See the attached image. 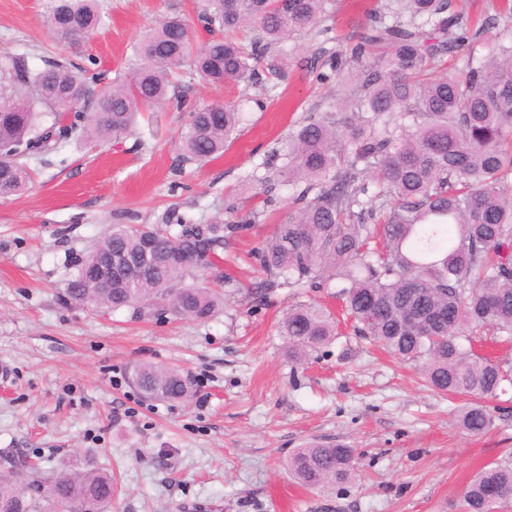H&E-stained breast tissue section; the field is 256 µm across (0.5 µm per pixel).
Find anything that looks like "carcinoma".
I'll return each mask as SVG.
<instances>
[{
  "label": "carcinoma",
  "mask_w": 512,
  "mask_h": 512,
  "mask_svg": "<svg viewBox=\"0 0 512 512\" xmlns=\"http://www.w3.org/2000/svg\"><path fill=\"white\" fill-rule=\"evenodd\" d=\"M451 0H406L389 22L369 16L350 59L332 58L321 81L340 80L357 66L358 77L341 117L311 114L288 137L277 175L300 188L299 207L276 225L260 261L267 288L313 287L322 273L343 281L345 308L357 335L407 360L425 358L432 389L470 402L458 415L473 435L486 432L493 415L483 400L512 381V366L464 346L469 332L485 329L512 338V43L496 42L479 59L469 50L461 68L430 72L468 46ZM336 13V0H207L199 19L221 31L194 43L185 19L166 15L135 45L136 63L106 80L92 57L48 59L40 68L25 58H0V198L27 189V160L61 140L100 144L132 135L143 109L184 107L173 75L189 68L212 86L252 83L254 64L290 35L315 30ZM42 23L58 43L70 45L104 24L98 0H47ZM251 27L263 42L247 47L226 34ZM100 90H95V87ZM242 114L216 101L189 111L183 160L206 162L224 154ZM231 222L177 221L171 225H119L81 263L67 296L93 307H154L204 321L221 295L185 284L193 271L224 247V233L255 222L233 207ZM151 274L105 286L86 277L89 266L114 254L137 256L145 242ZM279 332L301 355L337 336L331 314L312 304L288 310ZM135 383L148 399L185 401L193 382L178 369L142 364ZM0 512L112 509V474L87 460L71 459L41 475L28 460L0 459ZM288 468L304 486L357 477L353 450L312 443L297 449ZM512 494V463L478 471L463 493L465 512H491L488 497Z\"/></svg>",
  "instance_id": "obj_1"
}]
</instances>
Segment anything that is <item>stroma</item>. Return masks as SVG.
Masks as SVG:
<instances>
[{
    "label": "stroma",
    "mask_w": 512,
    "mask_h": 512,
    "mask_svg": "<svg viewBox=\"0 0 512 512\" xmlns=\"http://www.w3.org/2000/svg\"><path fill=\"white\" fill-rule=\"evenodd\" d=\"M204 0H101L106 25L73 48L42 24L45 0H0V54L94 57L109 76L134 61L133 46L163 15L183 16L196 42ZM393 0H338L332 39L317 32L277 48L285 77L215 88L187 74L188 104L243 107L221 157L182 161L186 113L157 108L137 135L103 145L69 140L30 159L27 190L0 198V455L60 470L79 455L114 479L112 512H463L462 492L482 467L512 456V384L488 399L493 424L461 429L462 399L437 393L418 363L356 336L336 280L318 288L264 289L256 252L287 219L291 186L264 164L285 153L305 116L340 112L337 83L318 84L321 56H348L367 12ZM479 43L512 34L502 0H452ZM256 210V223L224 241L199 286L220 287L223 307L196 321L171 314L96 309L66 296L86 254L115 224H207L228 206ZM314 302L340 322L331 343L288 356L278 323ZM181 370L194 382L186 402L144 400L138 364ZM310 442L353 448L355 481L311 489L287 468Z\"/></svg>",
    "instance_id": "35a3bbf8"
}]
</instances>
